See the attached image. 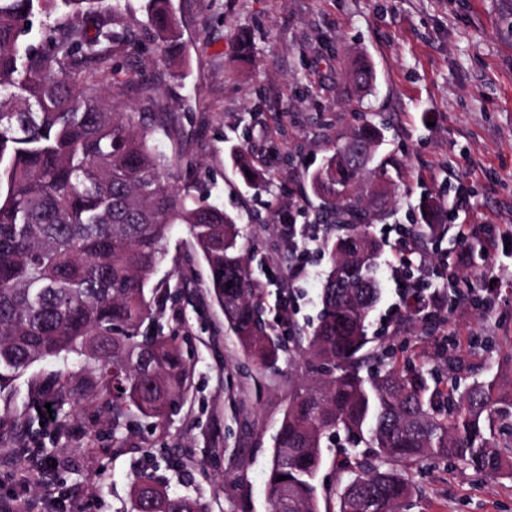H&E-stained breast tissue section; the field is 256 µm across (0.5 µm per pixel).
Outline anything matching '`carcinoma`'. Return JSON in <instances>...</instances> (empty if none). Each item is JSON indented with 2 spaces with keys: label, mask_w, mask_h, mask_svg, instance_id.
Instances as JSON below:
<instances>
[{
  "label": "carcinoma",
  "mask_w": 512,
  "mask_h": 512,
  "mask_svg": "<svg viewBox=\"0 0 512 512\" xmlns=\"http://www.w3.org/2000/svg\"><path fill=\"white\" fill-rule=\"evenodd\" d=\"M83 3L122 9V0H0V394L37 362H71L105 397L112 447H124L122 421L131 415L164 434L191 373L180 336L157 324L148 285L171 227L184 224L243 355L265 369L279 352L295 353L310 378L273 439L272 512H330L315 480L324 439L340 431L357 462L336 512H402L413 490L404 471L428 459L479 475L512 473V455L487 436L493 414L512 416V384L495 375L462 388L405 350L383 354L389 368L361 373L380 252L361 182L380 128L359 125L346 140L358 156L333 152L308 175L335 230L322 245V311L304 336H270L264 285L252 275L237 218L171 184L174 160L158 147L170 136L166 124L121 112L114 95L94 89L124 36L100 15L66 12L31 42L34 19ZM146 24L167 60L181 57L171 0H148ZM347 78L365 92L373 71L359 59ZM233 161L248 185L264 187L245 152ZM132 496L133 512H199L147 470L135 476Z\"/></svg>",
  "instance_id": "cac0c4a2"
}]
</instances>
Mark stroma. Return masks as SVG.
I'll return each mask as SVG.
<instances>
[{
    "instance_id": "1",
    "label": "stroma",
    "mask_w": 512,
    "mask_h": 512,
    "mask_svg": "<svg viewBox=\"0 0 512 512\" xmlns=\"http://www.w3.org/2000/svg\"><path fill=\"white\" fill-rule=\"evenodd\" d=\"M122 3L113 27L127 40L96 85L115 88L147 121L165 120L171 135L159 147L175 159L171 182L237 217L252 273L265 286L271 333L306 327L320 313L326 261L321 250H307L306 239H324L331 229L306 175L363 121L383 126L376 157L390 163L388 214L369 225L373 237L391 224L420 223L426 197L440 224L464 195L469 205L456 223L478 233L512 227V0H172L185 45L177 75L144 28L146 0ZM245 34L255 48L250 64L237 60ZM358 56L375 73L364 93L347 79ZM143 76L155 89L149 104L137 90ZM234 148L270 176L267 191L242 182L229 158ZM298 250L309 271L300 281L291 264ZM391 257L383 247L382 298L368 323L375 345H402L480 380L500 373V356L512 353V250L500 246L461 266L459 288L475 287L477 271L498 288L454 309L451 346L443 331L405 313L383 327L395 300ZM206 279L186 226L175 225L150 285L161 322L187 340L192 387L165 436L131 417L125 448L114 449L112 420L86 388L80 402L65 404L67 425L16 431L32 388H58L60 362H41L16 381L12 398L0 394L1 497L16 498L20 512H62L76 503L84 512H131L134 477L147 467L203 512H271L273 436L305 370L285 355L261 373L245 362ZM410 475L416 491L407 512H512V475L442 463Z\"/></svg>"
}]
</instances>
